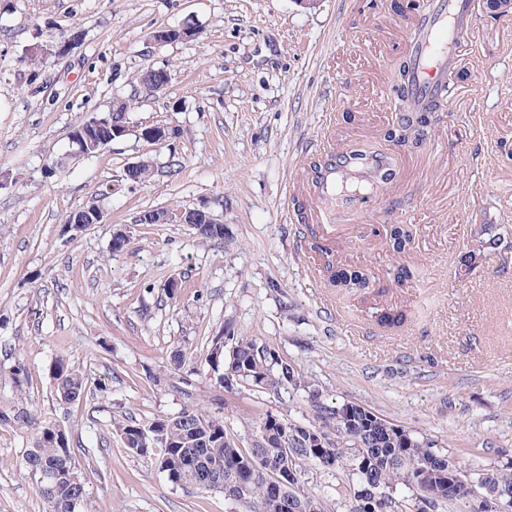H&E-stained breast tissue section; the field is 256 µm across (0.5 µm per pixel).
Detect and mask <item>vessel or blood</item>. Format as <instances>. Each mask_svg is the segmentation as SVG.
<instances>
[{"mask_svg": "<svg viewBox=\"0 0 512 512\" xmlns=\"http://www.w3.org/2000/svg\"><path fill=\"white\" fill-rule=\"evenodd\" d=\"M475 26L471 0H428V6L408 34V56L412 63L411 93L417 104L436 99L456 67L458 50ZM371 161L352 162L339 151L327 152L311 186L296 183L292 194L310 193L315 203L331 199L336 191V174L342 170L365 171Z\"/></svg>", "mask_w": 512, "mask_h": 512, "instance_id": "1", "label": "vessel or blood"}]
</instances>
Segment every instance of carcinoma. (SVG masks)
<instances>
[{
  "label": "carcinoma",
  "instance_id": "obj_1",
  "mask_svg": "<svg viewBox=\"0 0 512 512\" xmlns=\"http://www.w3.org/2000/svg\"><path fill=\"white\" fill-rule=\"evenodd\" d=\"M167 71L144 70L138 76L140 93L166 83ZM402 113L394 132H412L416 141L427 138L428 127L435 114V105L426 112L409 111L408 86L398 88ZM127 104H121L104 115L106 121L93 129L97 141H112V126L126 123ZM185 223L195 225L202 240H219L224 232L212 224H203L191 211L184 214ZM407 226L397 228L385 239L393 254H403L411 244ZM211 370L216 383L224 386L227 380H239L265 390L282 387L308 389L316 424H300L272 414L267 419L279 423L288 448L231 447L224 443L228 431L224 420L185 408L174 417H157L141 425L127 418L113 421V430L132 454L155 461L169 481L190 485L202 492L226 491L225 483L241 488L232 502L244 507V512H326L324 500L304 490V465L315 464L327 470L346 469L352 476L353 490L370 488L384 499L386 506L378 512H410L408 490L419 501L431 503L432 512L446 506H460L463 498L448 489L441 476L438 452L434 440L417 436L372 409L355 402L334 406L324 403L322 392L310 388L298 369L265 342L248 336L215 338L210 351ZM51 377L53 391L62 402L80 399L87 387L85 376L67 357L56 358ZM0 421L32 432V446L23 456L21 467L35 479L45 512H75V498L85 493L84 483L71 454L69 438L50 420H37L26 407L12 414H1ZM322 432L328 446L314 448L308 444L309 431ZM288 453L294 459L296 478L279 492L264 491L273 479L268 465L278 455ZM250 456L252 463L243 467L240 458ZM491 489L501 499L512 498V470L491 471Z\"/></svg>",
  "mask_w": 512,
  "mask_h": 512
}]
</instances>
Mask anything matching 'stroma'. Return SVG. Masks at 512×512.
Returning <instances> with one entry per match:
<instances>
[{"label": "stroma", "mask_w": 512, "mask_h": 512, "mask_svg": "<svg viewBox=\"0 0 512 512\" xmlns=\"http://www.w3.org/2000/svg\"><path fill=\"white\" fill-rule=\"evenodd\" d=\"M425 0H0V413L19 399L68 434L85 494L76 512H241L220 492L171 483L112 430L184 408L222 417L248 445L268 414L305 423V391L219 387L207 363L215 336L273 345L324 391L431 437L470 484L512 462V247L491 253L479 227L512 225V13L477 0L455 90L421 146L398 145L393 91L408 19ZM190 25V41L153 31ZM67 43L63 53L54 47ZM44 47L33 55V47ZM171 76L156 96L134 77ZM131 101L130 132L92 156L74 128ZM165 125L162 143L141 129ZM391 156L394 174L350 207L305 214L290 187L312 172L317 142ZM138 162L150 182H125ZM104 214L77 241L66 218ZM207 208L221 240L189 224H140L142 211ZM328 225L296 246L300 224ZM382 224H408L412 248L385 254ZM127 243L112 250V233ZM332 267L367 271L370 286H332ZM416 271L404 284L394 266ZM178 279L176 293L166 284ZM403 312L384 328L385 311ZM182 349L181 369L170 355ZM66 356L88 379L57 402L50 369ZM28 369L25 392L13 375ZM30 433L0 423V512H45L19 465ZM304 488L328 512H351L346 472L305 467Z\"/></svg>", "instance_id": "1"}]
</instances>
